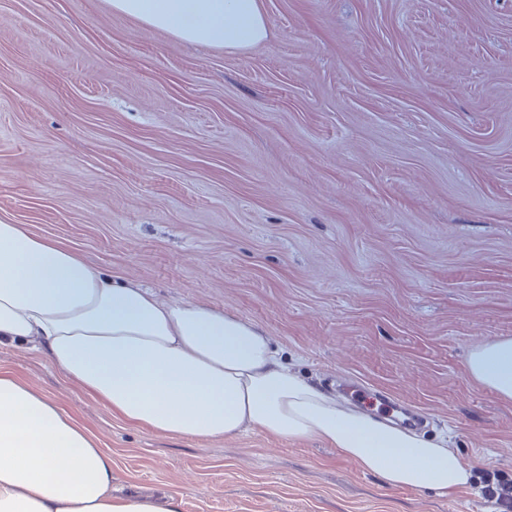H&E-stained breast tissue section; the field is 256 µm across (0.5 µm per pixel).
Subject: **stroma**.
<instances>
[{
  "label": "stroma",
  "mask_w": 512,
  "mask_h": 512,
  "mask_svg": "<svg viewBox=\"0 0 512 512\" xmlns=\"http://www.w3.org/2000/svg\"><path fill=\"white\" fill-rule=\"evenodd\" d=\"M209 49L109 0H0V221L167 302L263 327L305 378L421 410L512 474V402L470 350L512 338V0H262ZM12 370L181 512H495L398 489L316 439L191 440L113 418L43 355Z\"/></svg>",
  "instance_id": "stroma-1"
}]
</instances>
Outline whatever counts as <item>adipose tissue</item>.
Instances as JSON below:
<instances>
[{
    "mask_svg": "<svg viewBox=\"0 0 512 512\" xmlns=\"http://www.w3.org/2000/svg\"><path fill=\"white\" fill-rule=\"evenodd\" d=\"M177 39L230 51L263 42L261 0H110ZM42 353L113 417L157 434L257 429L315 438L394 488L440 496L471 482L447 441L345 405L284 361L265 330L198 302L166 303L62 243L0 222V346ZM469 377L512 401V339L472 348ZM181 498L121 492L112 453L73 414L0 369V512H180Z\"/></svg>",
    "mask_w": 512,
    "mask_h": 512,
    "instance_id": "1",
    "label": "adipose tissue"
}]
</instances>
